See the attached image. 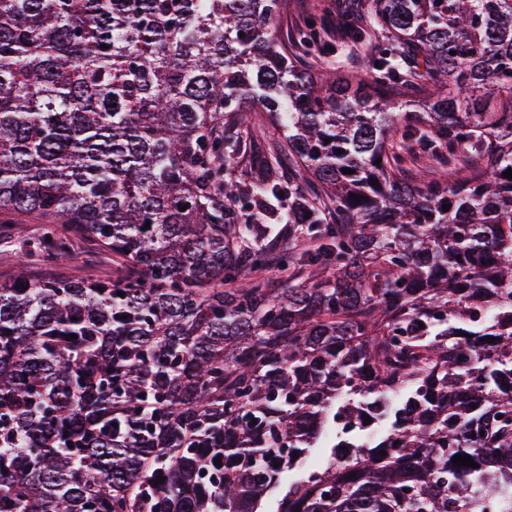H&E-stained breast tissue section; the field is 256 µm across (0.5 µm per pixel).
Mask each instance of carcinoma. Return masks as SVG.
Masks as SVG:
<instances>
[{
    "label": "carcinoma",
    "mask_w": 512,
    "mask_h": 512,
    "mask_svg": "<svg viewBox=\"0 0 512 512\" xmlns=\"http://www.w3.org/2000/svg\"><path fill=\"white\" fill-rule=\"evenodd\" d=\"M292 2L0 0V215L129 271L0 280V512H512V0ZM328 37L342 46L341 57L344 60L343 70L347 73L359 74L365 69L366 58L361 48L351 44L336 19L329 18L325 23Z\"/></svg>",
    "instance_id": "carcinoma-1"
}]
</instances>
